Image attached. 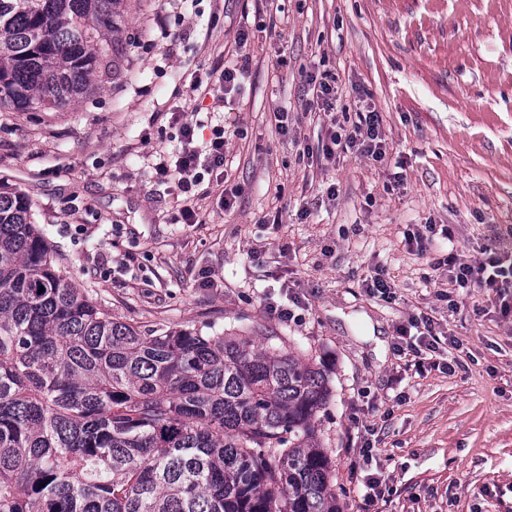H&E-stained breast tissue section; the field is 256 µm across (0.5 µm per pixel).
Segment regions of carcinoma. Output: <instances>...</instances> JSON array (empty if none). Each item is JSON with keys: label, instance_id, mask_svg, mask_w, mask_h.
Masks as SVG:
<instances>
[{"label": "carcinoma", "instance_id": "1", "mask_svg": "<svg viewBox=\"0 0 512 512\" xmlns=\"http://www.w3.org/2000/svg\"><path fill=\"white\" fill-rule=\"evenodd\" d=\"M127 0H0V112H63ZM325 375L250 336L141 332L59 276L0 190V512H342Z\"/></svg>", "mask_w": 512, "mask_h": 512}]
</instances>
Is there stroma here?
<instances>
[{"label":"stroma","mask_w":512,"mask_h":512,"mask_svg":"<svg viewBox=\"0 0 512 512\" xmlns=\"http://www.w3.org/2000/svg\"><path fill=\"white\" fill-rule=\"evenodd\" d=\"M115 44L119 74L67 111L0 112V186L30 199L58 274L145 332L273 336L311 358L344 512H512V311L435 268L508 247L512 0H134ZM243 60L225 99L205 91ZM326 71L329 107L307 82ZM366 100L386 159L326 158ZM177 108L196 146L224 130L225 173L188 198L154 170L181 148ZM378 275L391 297L367 289ZM291 299L295 319L269 308ZM401 327L445 343L413 367Z\"/></svg>","instance_id":"stroma-1"}]
</instances>
